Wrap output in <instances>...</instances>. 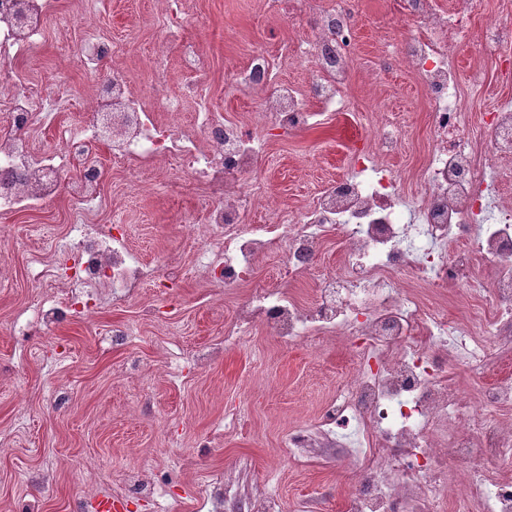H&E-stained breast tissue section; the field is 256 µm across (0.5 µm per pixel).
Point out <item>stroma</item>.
<instances>
[{
  "mask_svg": "<svg viewBox=\"0 0 512 512\" xmlns=\"http://www.w3.org/2000/svg\"><path fill=\"white\" fill-rule=\"evenodd\" d=\"M357 28V58L348 97L352 108L324 124L272 139L260 177L285 210L303 203L330 179L350 168V150L371 132L373 113L385 111L405 131L390 167L400 175L418 171L428 150L425 93L414 76L387 64L383 41H403L393 0H351ZM197 23L185 34L208 59L201 77L210 106L225 118L253 126L254 96L239 94L233 72L256 48L286 46L311 34L310 17L283 21L266 14L264 0H183ZM57 25L9 71L17 82L64 81L76 92L55 104V122H76L83 111L80 90L93 77L73 60L82 36L76 0H55ZM101 36L120 41L136 89L151 87L149 60L163 53L170 72L179 69L176 47H161L165 0H96ZM94 224L121 217L132 247L146 264L164 253L155 279L127 301L97 300V311L52 331L30 326L11 332L14 318L28 312L40 288L34 269L55 266L72 208L65 195L35 212L0 217V512H88L102 492L119 500L121 512H202L205 490L215 476L253 495L278 500L280 512H346L354 475L343 454L312 449L285 464L277 447L290 430L311 424L322 404L354 367L347 345L318 348L284 344L261 326L236 348L224 347V327L248 294L212 283L195 265L201 245L183 229L199 208V189L143 193L131 188L122 169L105 162ZM133 330L115 345L112 330ZM213 350L202 368L190 359ZM182 354L187 365L171 379L168 364ZM452 378L471 396L498 378H512V352L496 357L483 375L456 366ZM65 387V405L53 402ZM238 413L235 427L228 414ZM144 471L168 490L166 501L132 497L124 477Z\"/></svg>",
  "mask_w": 512,
  "mask_h": 512,
  "instance_id": "1",
  "label": "stroma"
}]
</instances>
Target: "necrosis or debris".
Instances as JSON below:
<instances>
[{
    "mask_svg": "<svg viewBox=\"0 0 512 512\" xmlns=\"http://www.w3.org/2000/svg\"><path fill=\"white\" fill-rule=\"evenodd\" d=\"M476 0H398L397 13L409 34L389 45L388 59L412 69L426 93L431 144L414 182L384 165L403 141V130L386 121L357 154L350 173L317 189L298 215H278L272 224L245 221L246 203L261 192L256 180L269 128L296 132L316 115L342 112L356 51V27L343 6L306 0L315 20L311 36L285 58L305 68L303 85L275 81L266 52L253 53L234 74V86L260 100L255 129L226 120L207 102L198 83L177 94H133L121 68L83 92L78 125L58 126L53 143L39 150L28 132L50 101L67 98L65 86L18 89L0 83V214L35 207L65 194L73 219L60 249L59 274L42 281L45 293L14 332L35 322L52 329L88 310L99 289L114 302L133 297L155 276L130 247L125 232L97 231L82 215L101 194L104 168L99 148L114 163L138 175L143 164L175 166L182 179L204 186L210 199L189 233L203 241L195 261L224 288L246 283L258 256L278 255L286 280L312 273L329 233L346 245L343 262L321 274L316 298L304 304L284 288L253 292L224 332L235 348L261 325L290 344L344 333L358 364L322 405L315 430L292 431V448L354 444L355 481L349 512H443L454 487L467 490L463 512H512V381L486 387L467 401L448 376L449 364L484 371L497 349L512 346V101L481 116V135L469 130L464 93L448 61L452 48L512 78V14L502 13L472 36ZM54 12L53 0H0V68L34 47ZM94 0H83L84 34L75 57L92 71L117 59V42L99 35ZM185 19L171 13L160 40L176 44L183 69L201 74L206 63L184 32ZM195 103V122L162 123ZM109 116L111 133L100 139ZM463 287L475 306L466 321L449 318L440 306L408 288Z\"/></svg>",
    "mask_w": 512,
    "mask_h": 512,
    "instance_id": "obj_1",
    "label": "necrosis or debris"
}]
</instances>
